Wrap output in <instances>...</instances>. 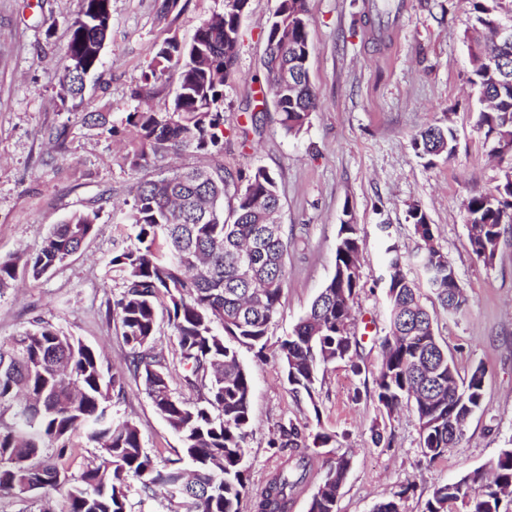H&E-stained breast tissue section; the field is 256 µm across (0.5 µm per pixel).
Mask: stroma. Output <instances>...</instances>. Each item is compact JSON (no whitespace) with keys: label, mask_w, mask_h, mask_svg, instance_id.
<instances>
[{"label":"stroma","mask_w":512,"mask_h":512,"mask_svg":"<svg viewBox=\"0 0 512 512\" xmlns=\"http://www.w3.org/2000/svg\"><path fill=\"white\" fill-rule=\"evenodd\" d=\"M162 0H111L112 35L97 79L89 80L81 109L60 100L69 24L78 0H0V261L38 252L53 225L78 210L101 208L84 248L41 279L17 271L0 292V340L43 317L105 355L125 373V396L112 414L140 425L157 458L174 456L179 439L148 398L141 379L127 373L129 352L106 303L118 299L120 278L109 260L130 245L122 218L134 184L156 168L131 170L125 144L134 129L126 116L132 91L158 44L191 42L201 21L222 12L224 0H179L169 13ZM278 0H249L236 74L224 87V152L184 153L185 166L224 165L230 172L263 166L277 177L282 222L288 229L287 284L262 357L241 351L252 380L248 487L257 491L289 451L268 445L279 423L337 434L325 448H309L311 476L290 512H307L328 463L351 453L338 512H372L402 486L411 491L402 512H422L434 484L481 467L512 441V224L504 225L497 255L487 264L469 244L464 204L504 179L507 163L477 125L481 104L470 83L466 30L470 0H308L309 78L318 105L296 136L279 124L263 77L265 25ZM109 113L116 136L85 124V113ZM457 132L451 157H420L413 135L431 124ZM63 137V151L53 142ZM248 147H241L242 138ZM419 206L434 226L435 243L454 266L468 306L435 325L460 375L485 368L484 403L441 458L421 452L412 407L395 417L366 394L381 363L378 344L389 324L384 282L386 239L416 253L409 211ZM363 236L362 286L352 331L361 338L360 375L347 364L321 370L315 403L296 399L284 378L280 343L293 331L335 269L336 241L346 219ZM383 443H376V435Z\"/></svg>","instance_id":"1"}]
</instances>
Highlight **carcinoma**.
Returning a JSON list of instances; mask_svg holds the SVG:
<instances>
[{"label":"carcinoma","instance_id":"obj_1","mask_svg":"<svg viewBox=\"0 0 512 512\" xmlns=\"http://www.w3.org/2000/svg\"><path fill=\"white\" fill-rule=\"evenodd\" d=\"M111 0H79L70 27L65 59L79 70L65 71L61 102L77 109L87 78L96 74L112 24ZM475 37L472 78L487 103L478 126L485 136L512 138V49L496 50L492 25L504 18V0H471ZM249 0H224V10L200 24L188 45L165 39L148 63L133 97L147 100L167 72L180 74L179 89L168 109L135 107L127 123L137 135L124 161L132 170L155 165L186 151L224 152V85L235 75L242 18ZM307 0H279L266 29L263 60L282 129L298 135L317 107L308 79ZM501 58L490 70L487 58ZM297 76L293 86L281 73ZM423 157L451 156L456 134L449 126H431L413 138ZM198 169H173L155 180L137 183L128 213L137 244L115 251L109 261L123 291L106 316H117L129 348V369L142 379L158 414L182 444L174 458L157 460L144 448L140 426L115 421L112 399L124 392V377L104 357L55 324L35 317L30 328L0 344V495L43 501L51 491L63 496L61 512H125L128 481L144 492H165L171 512H241L248 494L245 467L250 434L251 376L239 360L237 343L263 356L265 336L278 312L287 280L288 231L278 221L282 208L278 182L265 167L237 176L221 165L211 179L197 181ZM100 209L76 211L55 225L41 250L24 267L35 280L80 250L95 232ZM422 241L415 262L421 278L410 277L408 260L396 244L386 247V297L389 330L381 338V365L372 397L387 416L413 404L422 453L430 460L445 454L466 421L482 409L485 369L478 364L462 378L435 333L433 316L421 301L432 292L445 314L461 312L469 302L455 268L435 245L433 225L421 210L411 211ZM472 253L493 261L501 226L512 223V184L504 181L465 204ZM362 238L359 225H340L334 275L309 310L281 342L280 359L290 391L317 407L319 368L348 364L355 375L360 341L350 329L351 310L361 287ZM256 249L251 281L239 278L238 263ZM165 314L179 347L183 388L198 393L189 401L171 386V362L157 349L159 314ZM79 437L94 449L95 460L75 474L65 466L72 441ZM338 435L307 432L288 422L272 432V448H289L254 496L253 512H288L292 495L310 476L306 450L326 447ZM352 456H338L323 473L308 512H337ZM403 488L372 512H401ZM512 512V447L500 449L486 465L433 487L424 512Z\"/></svg>","mask_w":512,"mask_h":512}]
</instances>
